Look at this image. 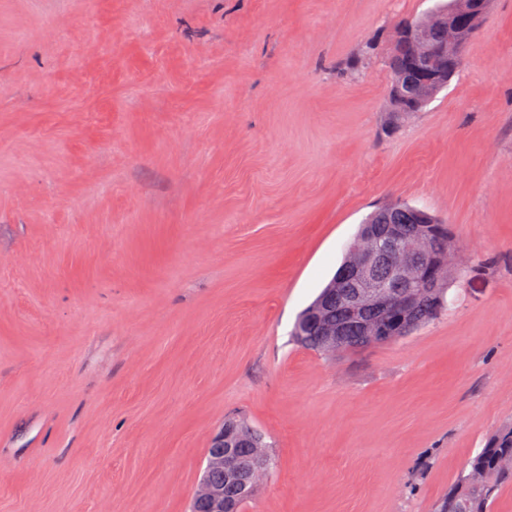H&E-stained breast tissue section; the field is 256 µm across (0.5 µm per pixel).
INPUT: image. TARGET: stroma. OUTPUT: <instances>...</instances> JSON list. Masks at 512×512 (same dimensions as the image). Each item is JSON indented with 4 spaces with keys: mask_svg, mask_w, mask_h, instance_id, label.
I'll list each match as a JSON object with an SVG mask.
<instances>
[{
    "mask_svg": "<svg viewBox=\"0 0 512 512\" xmlns=\"http://www.w3.org/2000/svg\"><path fill=\"white\" fill-rule=\"evenodd\" d=\"M437 0H0V512H189L225 419L241 512H434L512 425V0L387 131ZM450 227L453 306L330 359L296 318L376 207ZM259 441L258 435L252 431L239 432L231 420L226 421L213 438V448H208L206 467L200 483L208 480L215 486H224V490L203 483L198 494L213 501L215 512H239L240 504L252 494L253 486L255 490L260 477L268 473L264 469L253 474L255 469L267 468L269 464L267 456H248L254 454L255 448H259ZM221 448L222 451L210 460L211 454ZM209 460L210 465L224 469V472L211 470Z\"/></svg>",
    "mask_w": 512,
    "mask_h": 512,
    "instance_id": "1",
    "label": "stroma"
}]
</instances>
